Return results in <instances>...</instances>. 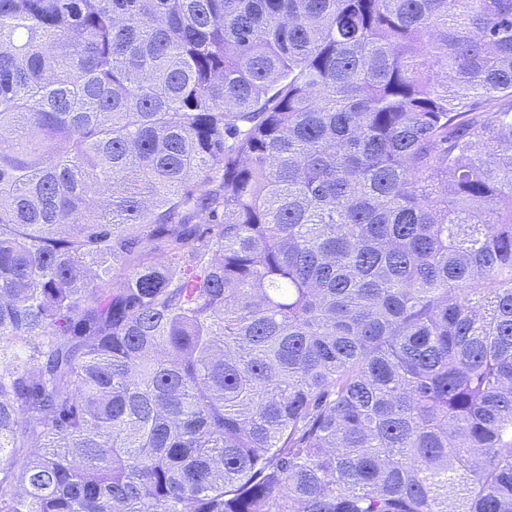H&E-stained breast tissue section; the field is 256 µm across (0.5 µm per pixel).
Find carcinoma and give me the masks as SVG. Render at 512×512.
I'll use <instances>...</instances> for the list:
<instances>
[{
    "label": "carcinoma",
    "instance_id": "obj_1",
    "mask_svg": "<svg viewBox=\"0 0 512 512\" xmlns=\"http://www.w3.org/2000/svg\"><path fill=\"white\" fill-rule=\"evenodd\" d=\"M0 512H512V0H0Z\"/></svg>",
    "mask_w": 512,
    "mask_h": 512
}]
</instances>
